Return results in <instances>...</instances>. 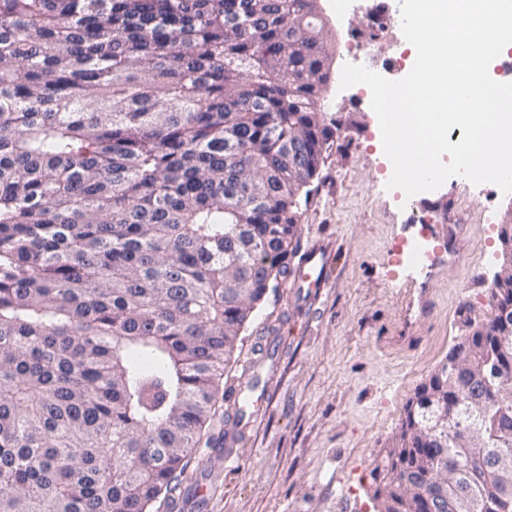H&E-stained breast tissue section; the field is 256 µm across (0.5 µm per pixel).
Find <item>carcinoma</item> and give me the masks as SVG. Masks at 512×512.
I'll return each mask as SVG.
<instances>
[{"label": "carcinoma", "mask_w": 512, "mask_h": 512, "mask_svg": "<svg viewBox=\"0 0 512 512\" xmlns=\"http://www.w3.org/2000/svg\"><path fill=\"white\" fill-rule=\"evenodd\" d=\"M322 28L316 0H0V512H150L257 386L224 369L288 282V147L333 136ZM508 304L407 403L383 512H512Z\"/></svg>", "instance_id": "1"}]
</instances>
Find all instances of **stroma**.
Instances as JSON below:
<instances>
[{
	"label": "stroma",
	"mask_w": 512,
	"mask_h": 512,
	"mask_svg": "<svg viewBox=\"0 0 512 512\" xmlns=\"http://www.w3.org/2000/svg\"><path fill=\"white\" fill-rule=\"evenodd\" d=\"M370 0H317L331 69L355 60L390 80L404 78L396 60L408 48L402 31L369 26ZM321 120L333 132L319 171L299 207L289 265L311 244L323 245L333 277L307 300L290 284L269 291L240 335L224 372L236 385L256 346L274 348L257 367L258 404L248 405L235 459L220 465L231 402L218 404L211 447L198 449L182 484L152 512H377L370 465L401 427L404 407L444 361L449 348L489 308L490 282L502 261L500 230L512 222V193L453 176L431 192L406 196L388 188L371 91L340 89L320 96ZM464 224L461 257L448 260V227ZM434 246L429 265L397 264L402 240ZM429 289L434 309L408 321L413 289ZM395 336L411 337L402 348Z\"/></svg>",
	"instance_id": "obj_1"
}]
</instances>
